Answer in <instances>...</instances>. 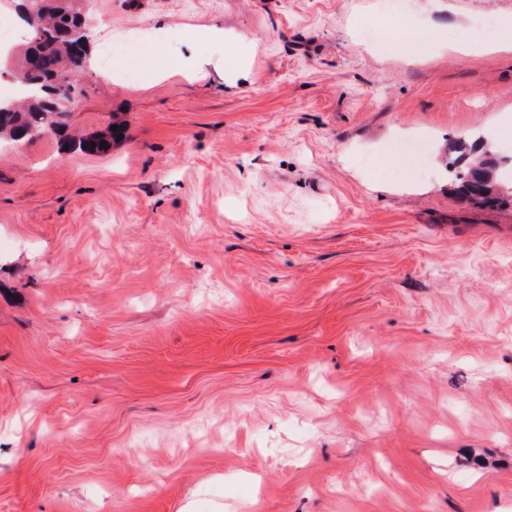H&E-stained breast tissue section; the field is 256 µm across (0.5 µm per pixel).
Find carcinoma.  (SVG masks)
Masks as SVG:
<instances>
[{
    "label": "carcinoma",
    "mask_w": 512,
    "mask_h": 512,
    "mask_svg": "<svg viewBox=\"0 0 512 512\" xmlns=\"http://www.w3.org/2000/svg\"><path fill=\"white\" fill-rule=\"evenodd\" d=\"M22 18L32 29L29 43L19 48L9 63L18 82L27 95L13 103L0 102V142L20 141L33 135L51 132L60 145L70 151L103 153L106 147L118 140V135L128 137L126 127L117 123V131L93 136L71 133L65 114L55 111L52 93L60 86L72 96L80 93L79 76L88 62V49L81 48L62 36L63 28L73 23L81 12L80 0H24ZM105 147H100V143ZM483 138L476 137L468 145L461 137L448 140V151L466 156L467 149L483 148ZM501 161L489 149L482 157L467 165L449 166L457 192L465 199L487 207L504 201L512 202V184L498 182Z\"/></svg>",
    "instance_id": "carcinoma-1"
}]
</instances>
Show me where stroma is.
Returning a JSON list of instances; mask_svg holds the SVG:
<instances>
[{"instance_id":"stroma-1","label":"stroma","mask_w":512,"mask_h":512,"mask_svg":"<svg viewBox=\"0 0 512 512\" xmlns=\"http://www.w3.org/2000/svg\"><path fill=\"white\" fill-rule=\"evenodd\" d=\"M486 15L89 0L68 122L130 138L0 145V512H512V205L441 170L480 135L512 180Z\"/></svg>"}]
</instances>
